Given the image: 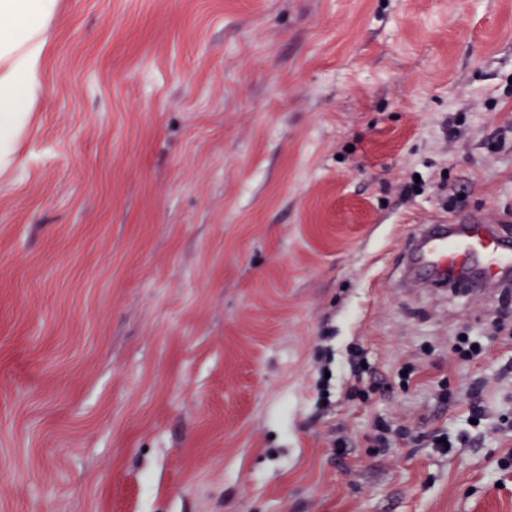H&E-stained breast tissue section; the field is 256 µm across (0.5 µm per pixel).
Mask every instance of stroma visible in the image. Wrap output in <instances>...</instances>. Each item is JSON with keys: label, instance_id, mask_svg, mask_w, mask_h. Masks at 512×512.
Wrapping results in <instances>:
<instances>
[{"label": "stroma", "instance_id": "1", "mask_svg": "<svg viewBox=\"0 0 512 512\" xmlns=\"http://www.w3.org/2000/svg\"><path fill=\"white\" fill-rule=\"evenodd\" d=\"M49 43L0 512H512L502 291L406 277L425 225L512 237V0H59Z\"/></svg>", "mask_w": 512, "mask_h": 512}]
</instances>
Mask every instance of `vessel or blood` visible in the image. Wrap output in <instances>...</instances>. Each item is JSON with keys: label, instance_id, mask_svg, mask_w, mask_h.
<instances>
[{"label": "vessel or blood", "instance_id": "obj_1", "mask_svg": "<svg viewBox=\"0 0 512 512\" xmlns=\"http://www.w3.org/2000/svg\"><path fill=\"white\" fill-rule=\"evenodd\" d=\"M415 261L435 274L470 271L481 287L512 270V241L499 235L491 216L477 214L451 230L441 224L426 227Z\"/></svg>", "mask_w": 512, "mask_h": 512}]
</instances>
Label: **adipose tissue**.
Returning <instances> with one entry per match:
<instances>
[{"label": "adipose tissue", "instance_id": "obj_1", "mask_svg": "<svg viewBox=\"0 0 512 512\" xmlns=\"http://www.w3.org/2000/svg\"><path fill=\"white\" fill-rule=\"evenodd\" d=\"M56 10L57 0H0V173L13 165L41 95Z\"/></svg>", "mask_w": 512, "mask_h": 512}]
</instances>
